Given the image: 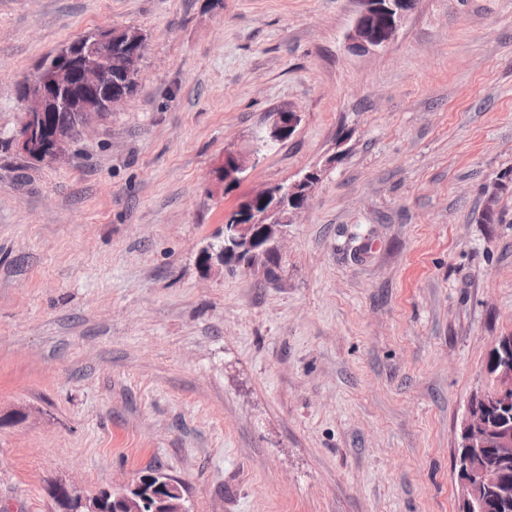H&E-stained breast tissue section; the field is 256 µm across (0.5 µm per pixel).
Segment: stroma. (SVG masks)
Returning a JSON list of instances; mask_svg holds the SVG:
<instances>
[{
	"mask_svg": "<svg viewBox=\"0 0 512 512\" xmlns=\"http://www.w3.org/2000/svg\"><path fill=\"white\" fill-rule=\"evenodd\" d=\"M0 0V512L157 468L190 512H457L471 393L512 334V0ZM147 37L129 102L51 163L21 81L86 34ZM295 131L235 186L267 112ZM317 168L277 278L198 252ZM360 10L346 37L349 50L358 53L378 51L398 36L405 17L417 0H357ZM299 115L288 108L268 112L265 121L258 126L249 140L248 146L239 151L225 152L220 167L225 186L235 185L243 179L242 174L250 167L252 160L263 153L273 151L299 123Z\"/></svg>",
	"mask_w": 512,
	"mask_h": 512,
	"instance_id": "1",
	"label": "stroma"
}]
</instances>
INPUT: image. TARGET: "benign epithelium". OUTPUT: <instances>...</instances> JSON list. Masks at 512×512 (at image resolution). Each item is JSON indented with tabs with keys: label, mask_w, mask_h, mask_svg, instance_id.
Returning a JSON list of instances; mask_svg holds the SVG:
<instances>
[{
	"label": "benign epithelium",
	"mask_w": 512,
	"mask_h": 512,
	"mask_svg": "<svg viewBox=\"0 0 512 512\" xmlns=\"http://www.w3.org/2000/svg\"><path fill=\"white\" fill-rule=\"evenodd\" d=\"M358 2L360 10L346 44L353 52L365 53L384 49L397 38L417 0ZM144 46L145 36L139 29L124 28L69 43L40 64L21 82L25 121L13 139L17 150L29 157L60 160L92 124L130 99L117 93L102 101L96 91L114 77L135 80ZM48 112L76 113V132L59 121L48 126ZM298 123V113L288 108L267 113L245 149L224 153L220 167L224 185L239 183L252 160L274 150ZM319 181L320 170L313 168L291 181L251 193L224 217L222 239L200 249L202 265L220 271L232 264L251 268L259 262L270 269L280 256L290 217L306 206ZM489 363L496 386L471 394L458 433L460 512H488L492 503L512 504V470L508 468L512 462V336L499 337ZM63 487L79 498L81 512H103L109 494L115 496L116 512H188L180 484L169 477L160 481L153 474L145 475L133 487L104 489L94 495L84 494L73 483Z\"/></svg>",
	"instance_id": "7a95c632"
}]
</instances>
